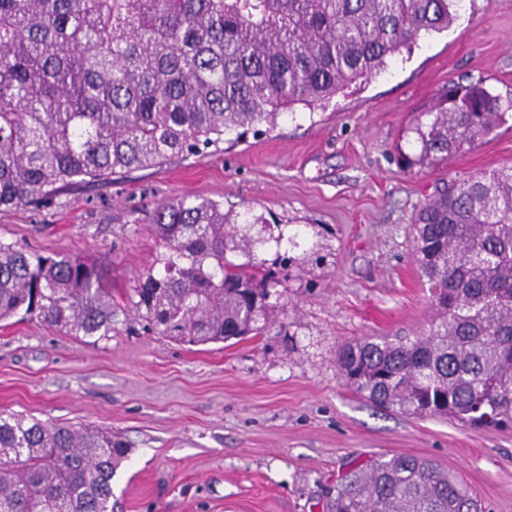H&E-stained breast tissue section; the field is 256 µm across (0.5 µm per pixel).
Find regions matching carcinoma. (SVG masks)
I'll list each match as a JSON object with an SVG mask.
<instances>
[{"label": "carcinoma", "instance_id": "cac0c4a2", "mask_svg": "<svg viewBox=\"0 0 512 512\" xmlns=\"http://www.w3.org/2000/svg\"><path fill=\"white\" fill-rule=\"evenodd\" d=\"M461 0H0V209L78 183L186 158L224 136L276 127L331 99L423 35ZM512 99L450 81L406 131L404 169H432L506 123ZM435 309L420 336L344 345L338 366L372 403L489 429L512 426V166L443 186L413 221ZM165 252L133 288L161 336L190 345L268 322L269 285L237 216L208 198L158 205ZM21 313L72 336L112 333L96 263L0 241V321ZM128 448L112 432L0 413V512H112ZM326 512H482L468 487L405 453L350 468Z\"/></svg>", "mask_w": 512, "mask_h": 512}]
</instances>
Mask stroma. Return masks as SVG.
<instances>
[{
    "mask_svg": "<svg viewBox=\"0 0 512 512\" xmlns=\"http://www.w3.org/2000/svg\"><path fill=\"white\" fill-rule=\"evenodd\" d=\"M451 80L512 97V0H462L447 31L270 132L0 211L1 241L94 260L115 313L100 338L0 322V412L125 440L113 512H324L352 465L395 452L457 473L484 512H512V430L378 408L337 366L345 343L427 328L414 214L436 188L512 165L511 117L446 166L399 167L406 127ZM197 196L266 218L250 227L251 254L229 255L276 280L273 324L242 341L174 342L131 302L162 250L156 205Z\"/></svg>",
    "mask_w": 512,
    "mask_h": 512,
    "instance_id": "1",
    "label": "stroma"
}]
</instances>
